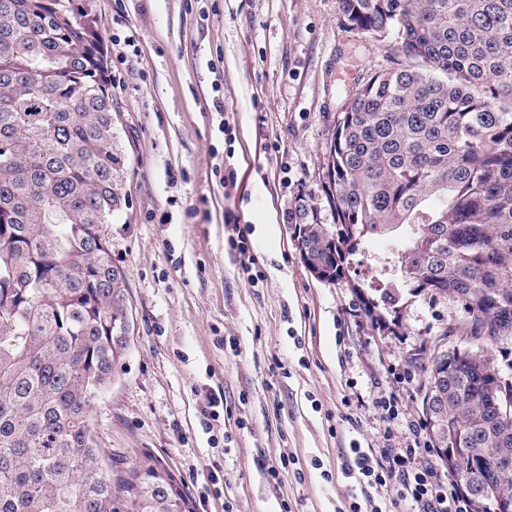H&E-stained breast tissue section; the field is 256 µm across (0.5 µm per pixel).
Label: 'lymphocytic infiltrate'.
I'll use <instances>...</instances> for the list:
<instances>
[{
	"label": "lymphocytic infiltrate",
	"mask_w": 512,
	"mask_h": 512,
	"mask_svg": "<svg viewBox=\"0 0 512 512\" xmlns=\"http://www.w3.org/2000/svg\"><path fill=\"white\" fill-rule=\"evenodd\" d=\"M412 437L402 448L375 450L353 446L342 465L347 478L355 485L348 493V512H472V503L459 491L456 482L443 478L428 462L431 453L420 424L408 426ZM395 489L388 507L376 505L372 493Z\"/></svg>",
	"instance_id": "lymphocytic-infiltrate-1"
}]
</instances>
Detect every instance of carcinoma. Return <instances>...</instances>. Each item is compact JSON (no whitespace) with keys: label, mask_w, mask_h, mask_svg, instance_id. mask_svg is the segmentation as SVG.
<instances>
[{"label":"carcinoma","mask_w":512,"mask_h":512,"mask_svg":"<svg viewBox=\"0 0 512 512\" xmlns=\"http://www.w3.org/2000/svg\"><path fill=\"white\" fill-rule=\"evenodd\" d=\"M345 22L390 39L404 66L373 75L333 128L324 188L334 223L299 199L295 233L324 281L347 277L366 241L405 226L386 278L355 284L392 331L404 290L461 305L471 342L512 339V0H340ZM71 0H0V512H194L158 460L107 459L94 401L112 382L130 322L126 276L99 245L122 209L124 155L103 43ZM423 400L476 472L512 500V384L466 349Z\"/></svg>","instance_id":"obj_1"}]
</instances>
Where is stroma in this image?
<instances>
[{
  "mask_svg": "<svg viewBox=\"0 0 512 512\" xmlns=\"http://www.w3.org/2000/svg\"><path fill=\"white\" fill-rule=\"evenodd\" d=\"M75 2L104 44L125 156L127 205L104 230L131 331L95 401V447L164 460L195 512H343L344 451L404 446L435 350L469 345L450 301L406 296L393 334L365 315L354 285L379 278L403 229L372 237L333 284L292 242L299 197L332 221L323 174L344 100L400 56L346 26L339 0ZM230 218L251 228L257 284L225 242Z\"/></svg>",
  "mask_w": 512,
  "mask_h": 512,
  "instance_id": "obj_1",
  "label": "stroma"
}]
</instances>
